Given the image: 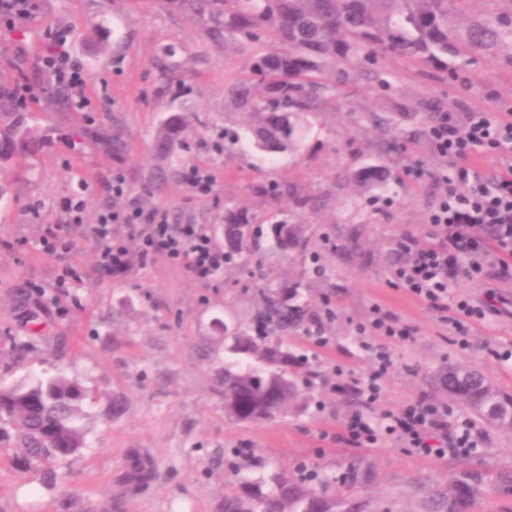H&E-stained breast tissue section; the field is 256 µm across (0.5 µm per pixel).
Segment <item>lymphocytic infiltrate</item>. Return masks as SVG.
I'll return each mask as SVG.
<instances>
[{"label":"lymphocytic infiltrate","instance_id":"lymphocytic-infiltrate-1","mask_svg":"<svg viewBox=\"0 0 512 512\" xmlns=\"http://www.w3.org/2000/svg\"><path fill=\"white\" fill-rule=\"evenodd\" d=\"M42 63L76 99H83L85 75L75 63L65 35H55ZM437 152L447 157L450 169L443 177L441 198L426 224L436 244L405 246L406 260L394 275L407 291L428 308L453 309L448 319L460 347H468L467 326L483 321L496 311L494 301L476 303L454 295L461 280L474 279L484 267L512 256V106L476 108L462 118L441 116L429 129ZM490 156L499 170L485 177L475 160ZM112 193L123 206L101 212L88 234L97 246L100 268L119 277L133 260L156 258L183 265L193 278L206 283L224 268V251L218 248L209 229L202 224L172 223L167 210L147 209L130 199L122 174L112 176ZM138 242L130 253L127 240ZM348 440L360 447L376 445L382 436L394 438L404 447L425 456L441 455L439 440L451 436L453 447L476 450L479 440L467 416L449 421L446 409L420 398L402 408L383 412L379 424L356 415L347 425Z\"/></svg>","mask_w":512,"mask_h":512}]
</instances>
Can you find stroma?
Returning <instances> with one entry per match:
<instances>
[{
  "mask_svg": "<svg viewBox=\"0 0 512 512\" xmlns=\"http://www.w3.org/2000/svg\"><path fill=\"white\" fill-rule=\"evenodd\" d=\"M27 25L0 28V95L22 112L42 139L38 153L16 154L0 167V388L36 377L65 374L90 392L82 406L86 446L74 459L22 463L12 429L0 434V512H222L225 492L243 479L315 470L343 494L342 473L352 465L372 478L360 490L369 512H414L412 483L446 474L449 464L512 467V432L476 423L481 446L470 454L446 451L424 457L392 439L359 448L346 439L349 419L379 417L425 398L462 412L463 404L438 392L435 374L464 361L512 395V268L486 267L463 281L461 294L478 300L492 291L498 314L476 323L469 348L455 341L448 320L415 300L394 278L405 258L400 244L427 247L426 216L435 206L448 160L428 129L447 113L512 103V64L477 62L445 79L404 59L379 56L376 65L353 64L330 77L316 112L301 116L296 151L270 156L242 140L225 152V129L244 131L246 113L224 91L244 78L268 38L244 41L217 55L200 28L165 0H33ZM65 33L71 56L84 69L86 108L72 95L52 98L42 57L50 38ZM173 69L165 78V69ZM33 86L27 104L14 87ZM191 115L181 147L160 157L153 142L165 118ZM120 129L124 152L104 148L97 134ZM395 150H387V142ZM368 164L389 168L385 187L364 190L351 179ZM208 169L216 179L205 197L192 195L184 175ZM422 168L413 178L409 171ZM122 174L131 196L147 209L168 210L177 224H204L224 242V209L244 206L255 215L257 245L246 262L225 267L210 282L184 266L156 260L125 275L97 264L87 227L101 210L118 206L110 190ZM86 183L81 223L69 201ZM289 182L318 198L311 212L293 201L253 195L259 183ZM308 227L305 252L284 257L268 239L280 219ZM68 229L76 248L65 259L43 253L48 228ZM71 268L61 305L54 285ZM302 280L310 312L327 347L300 332L288 343L310 358L318 377L307 408L287 405L271 421L238 424L224 416V326L247 325L260 306L263 283ZM412 326L406 343H389L392 366L381 400L367 406L349 395L348 374L373 367L374 336L358 332L372 305ZM146 454L153 478L129 495L131 452Z\"/></svg>",
  "mask_w": 512,
  "mask_h": 512,
  "instance_id": "stroma-1",
  "label": "stroma"
}]
</instances>
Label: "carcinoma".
I'll use <instances>...</instances> for the list:
<instances>
[{
    "label": "carcinoma",
    "instance_id": "obj_1",
    "mask_svg": "<svg viewBox=\"0 0 512 512\" xmlns=\"http://www.w3.org/2000/svg\"><path fill=\"white\" fill-rule=\"evenodd\" d=\"M191 12L211 48L223 52L242 39L265 33L272 47L256 56L250 76L226 89V97L250 117L247 133L268 154L296 148L298 119L314 110L326 90L324 79L341 66L377 53L448 71V60L469 57L512 63V0H484L489 7L472 9L475 0H168ZM188 115L176 113L164 122L155 148L173 153L183 142ZM0 143L16 153L31 151L39 141L22 118L0 112ZM363 188L386 181L381 167L368 165L352 175ZM258 191L272 197L291 196L303 207L316 200L296 187L268 183ZM254 215L245 207L224 209L225 259L233 265L251 250L246 231ZM273 250L281 254L307 247L306 225L276 221L269 227ZM300 283L261 289L263 310L254 325L225 328L222 397L224 416L236 423L274 419L286 403L299 397L302 376L315 377L306 358L288 346V332L307 325ZM439 387L496 429L512 430V406L506 395L479 370L454 363L436 375ZM89 391L59 373L32 383L0 389V423L12 425L23 460L66 459L85 448L79 424ZM365 470L349 467L341 482L349 489L340 501L326 492L319 475L293 479L274 476L241 483L224 494V512H364L356 487L367 482ZM512 498V469L486 465L479 470L448 469V479L418 485L420 512H474L483 489Z\"/></svg>",
    "mask_w": 512,
    "mask_h": 512
}]
</instances>
